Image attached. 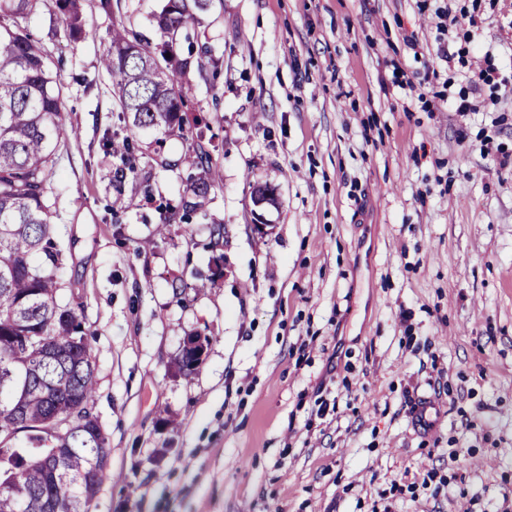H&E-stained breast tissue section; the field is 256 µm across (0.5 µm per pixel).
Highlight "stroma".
Segmentation results:
<instances>
[{
  "instance_id": "35a3bbf8",
  "label": "stroma",
  "mask_w": 512,
  "mask_h": 512,
  "mask_svg": "<svg viewBox=\"0 0 512 512\" xmlns=\"http://www.w3.org/2000/svg\"><path fill=\"white\" fill-rule=\"evenodd\" d=\"M165 4L28 21L78 131L47 196L111 450L90 512H512V0H211L184 132L131 131L99 59ZM113 135L110 147L112 149L113 157L115 158L117 177L121 179L124 177L126 170L133 169V159L136 147L128 136L124 137L121 141L115 142V140H119L118 134Z\"/></svg>"
}]
</instances>
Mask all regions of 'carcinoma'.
<instances>
[{
  "label": "carcinoma",
  "mask_w": 512,
  "mask_h": 512,
  "mask_svg": "<svg viewBox=\"0 0 512 512\" xmlns=\"http://www.w3.org/2000/svg\"><path fill=\"white\" fill-rule=\"evenodd\" d=\"M39 5L61 15L72 35L83 31L81 0H0V512H89L112 478L111 449L95 412L93 332L81 297L64 295L73 256L56 236L47 200L65 122L51 61L26 25ZM209 6L167 0L156 16L161 52L124 27L112 29L101 65L126 126L183 131L190 94L183 76L203 68L207 51L175 62L171 54L177 34ZM110 147L121 179L133 169L135 144L114 136ZM185 162L213 171L201 144ZM59 414L73 416L61 434Z\"/></svg>",
  "instance_id": "1"
}]
</instances>
